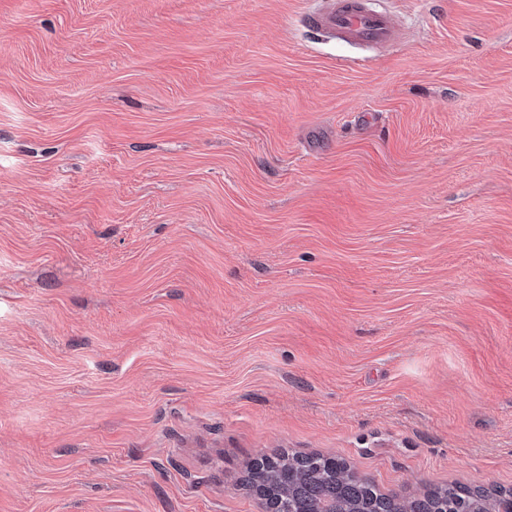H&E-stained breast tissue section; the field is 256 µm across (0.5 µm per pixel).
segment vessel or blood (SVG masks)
I'll use <instances>...</instances> for the list:
<instances>
[{"label":"vessel or blood","instance_id":"vessel-or-blood-1","mask_svg":"<svg viewBox=\"0 0 512 512\" xmlns=\"http://www.w3.org/2000/svg\"><path fill=\"white\" fill-rule=\"evenodd\" d=\"M305 23L359 45L382 47L398 38L391 16L368 8L365 0H326L323 9L306 16Z\"/></svg>","mask_w":512,"mask_h":512}]
</instances>
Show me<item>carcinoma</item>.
I'll list each match as a JSON object with an SVG mask.
<instances>
[{"label": "carcinoma", "mask_w": 512, "mask_h": 512, "mask_svg": "<svg viewBox=\"0 0 512 512\" xmlns=\"http://www.w3.org/2000/svg\"><path fill=\"white\" fill-rule=\"evenodd\" d=\"M248 484L276 512H491L501 491L461 484L430 489L422 498L387 495L344 462L320 455L283 453L249 471Z\"/></svg>", "instance_id": "cac0c4a2"}]
</instances>
